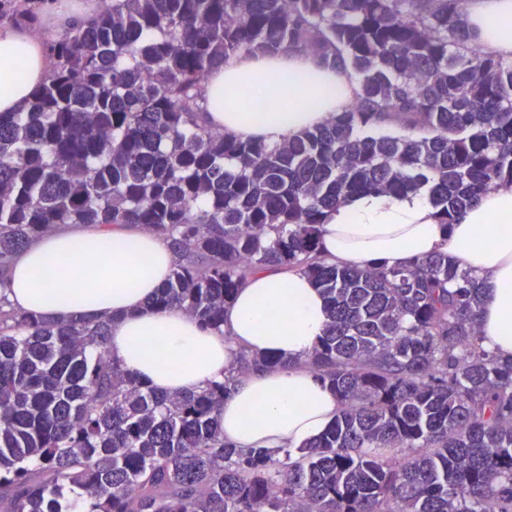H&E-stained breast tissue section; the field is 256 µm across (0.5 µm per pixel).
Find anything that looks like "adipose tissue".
<instances>
[{
    "mask_svg": "<svg viewBox=\"0 0 512 512\" xmlns=\"http://www.w3.org/2000/svg\"><path fill=\"white\" fill-rule=\"evenodd\" d=\"M96 10V0L77 6L47 0L41 24L0 25V112L28 110L50 67L48 43L88 23ZM465 12L486 53L512 57V0H465ZM259 93L267 96V110L255 117L248 103ZM358 93L344 68L309 51L240 54L203 83V120L226 136L276 145L347 111ZM440 251L479 276L483 344L511 358L512 185L483 194L446 227L422 193L356 195L322 227V253L330 263L397 267ZM177 259L169 241L149 231H54L14 256L0 277V293L14 308L57 320L111 317L109 356L169 394L223 380L241 350L286 358L288 366L240 378L219 417L224 441L243 450L296 449L321 435L340 405L304 365L326 328L319 291L298 271L256 272L226 309L223 327L207 329L179 309L147 306Z\"/></svg>",
    "mask_w": 512,
    "mask_h": 512,
    "instance_id": "adipose-tissue-1",
    "label": "adipose tissue"
}]
</instances>
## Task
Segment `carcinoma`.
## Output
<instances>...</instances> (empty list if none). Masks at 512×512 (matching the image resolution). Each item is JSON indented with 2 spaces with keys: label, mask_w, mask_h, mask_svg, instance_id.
<instances>
[{
  "label": "carcinoma",
  "mask_w": 512,
  "mask_h": 512,
  "mask_svg": "<svg viewBox=\"0 0 512 512\" xmlns=\"http://www.w3.org/2000/svg\"><path fill=\"white\" fill-rule=\"evenodd\" d=\"M37 0H0L35 25ZM464 0H112L48 45L28 112H0V269L63 224L140 226L179 261L149 305L213 329L257 270L307 275L329 309L305 365L340 411L272 454L224 443V381L166 395L107 355L110 320L0 300V512H512V358L480 344L483 291L441 252L329 265L327 213L426 192L440 224L512 184V61ZM350 68L356 103L277 145L206 128L200 89L239 54ZM401 124L399 135L378 129Z\"/></svg>",
  "instance_id": "obj_1"
}]
</instances>
